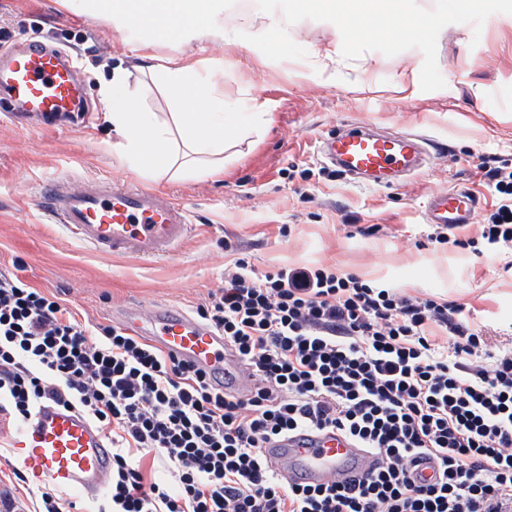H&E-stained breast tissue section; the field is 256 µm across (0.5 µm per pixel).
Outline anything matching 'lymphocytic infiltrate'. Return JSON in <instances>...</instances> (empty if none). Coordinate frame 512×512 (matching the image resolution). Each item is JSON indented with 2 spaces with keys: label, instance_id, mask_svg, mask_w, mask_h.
<instances>
[{
  "label": "lymphocytic infiltrate",
  "instance_id": "lymphocytic-infiltrate-1",
  "mask_svg": "<svg viewBox=\"0 0 512 512\" xmlns=\"http://www.w3.org/2000/svg\"><path fill=\"white\" fill-rule=\"evenodd\" d=\"M499 203L478 236L430 241L473 252L512 244V170L481 162ZM197 313L250 380L213 388L193 367L122 328L83 326L61 298L0 267V415L42 401L108 432L112 471L97 508L54 489L39 512H512V351L490 358L462 306L303 266L256 276L245 259ZM340 431L377 468L351 485H287L264 445ZM174 483L146 478L145 455ZM438 474L418 479L421 460Z\"/></svg>",
  "mask_w": 512,
  "mask_h": 512
}]
</instances>
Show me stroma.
Returning a JSON list of instances; mask_svg holds the SVG:
<instances>
[{
	"label": "stroma",
	"instance_id": "35a3bbf8",
	"mask_svg": "<svg viewBox=\"0 0 512 512\" xmlns=\"http://www.w3.org/2000/svg\"><path fill=\"white\" fill-rule=\"evenodd\" d=\"M289 36L307 55L293 64L263 58L248 42L220 39L148 43L131 21L117 34L72 0H0V46L53 44L79 59V78L91 107L85 116L45 124L36 117L0 116V264L19 260L20 277L67 300L84 325H115L129 308L167 303L195 312L225 269L246 257L257 274L324 265L388 283L418 297L460 304L470 324L484 329L492 354L512 349V248L482 255L431 244L422 215L440 191L478 198L473 222L458 230L476 236L497 202L480 180L482 158L512 165V14L490 15L482 29L446 26L437 40L443 89L420 88L423 54L377 51L354 60L329 22L303 20ZM188 56L224 62V96L249 112L265 102L263 127L226 158L223 180L202 174L160 182L128 170L114 154L117 136L105 119L112 101L102 93L114 68L127 69L124 95L166 118L177 106L134 71L141 55ZM409 84L398 91L399 81ZM372 124L386 133H412L433 142L421 168L394 182L366 187L326 162L319 148L345 125ZM72 185L109 175L153 187L186 203L193 224L184 247L157 262L98 255L72 241L35 200L39 185L57 175ZM378 225L373 236L359 228ZM238 252L224 249L225 242ZM14 425L0 421V500L16 512H36L42 492L14 465Z\"/></svg>",
	"mask_w": 512,
	"mask_h": 512
}]
</instances>
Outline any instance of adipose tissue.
<instances>
[{
  "mask_svg": "<svg viewBox=\"0 0 512 512\" xmlns=\"http://www.w3.org/2000/svg\"><path fill=\"white\" fill-rule=\"evenodd\" d=\"M88 9L117 33L141 21L155 42L225 34L224 0H89ZM138 70L178 109L162 120L135 102H113L108 121L120 138L121 159L154 178L197 171L223 176L229 138L240 130V114L224 98L223 61L145 54Z\"/></svg>",
  "mask_w": 512,
  "mask_h": 512,
  "instance_id": "ef3b65f1",
  "label": "adipose tissue"
}]
</instances>
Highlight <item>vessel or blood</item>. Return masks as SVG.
<instances>
[{"label":"vessel or blood","mask_w":512,"mask_h":512,"mask_svg":"<svg viewBox=\"0 0 512 512\" xmlns=\"http://www.w3.org/2000/svg\"><path fill=\"white\" fill-rule=\"evenodd\" d=\"M82 92L71 55L44 44L23 51L0 47V113L45 117L82 111ZM420 152L409 135L380 134L357 125L339 129L321 146L324 159L353 176H374L409 166ZM66 234L102 256L153 260L172 256L191 231L186 206L169 195L110 178H90L79 186L54 178L37 194ZM475 199L465 192H441L424 213L429 224L449 229L473 220ZM127 332L175 355L208 382L230 394L244 391L247 380L239 360L216 330L192 314L167 305L149 313L128 310L120 318ZM15 464L39 484L96 499L106 492L112 447L101 429L77 410L52 402L40 404L16 427ZM263 455L291 485L315 486L326 478L345 484L375 461L337 431H300L267 443Z\"/></svg>","instance_id":"b4317fda"}]
</instances>
